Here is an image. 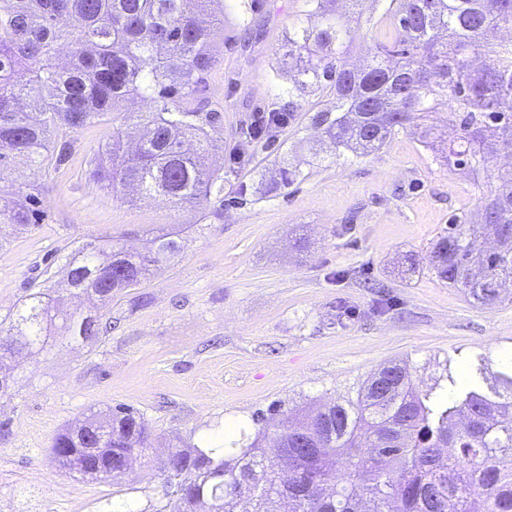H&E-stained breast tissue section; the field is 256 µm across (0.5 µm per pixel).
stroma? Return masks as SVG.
Returning <instances> with one entry per match:
<instances>
[{"label":"stroma","instance_id":"obj_1","mask_svg":"<svg viewBox=\"0 0 512 512\" xmlns=\"http://www.w3.org/2000/svg\"><path fill=\"white\" fill-rule=\"evenodd\" d=\"M306 8L304 0H257L243 14L224 0L214 33L216 62L200 98L224 115L228 166L236 133L254 110L276 98L298 100L279 140L302 163L320 138L311 110L330 107L323 91L293 89L279 49ZM352 33L350 64L370 63L392 42L382 6L341 0ZM436 147L417 131L356 157L326 155L301 183L282 187L274 152L253 154L224 182V212L213 204L177 206L132 191L115 195L86 176L112 138L105 122L67 134L59 163L16 161L5 184L39 188L44 212L29 227L0 224V329L31 290L75 311L65 262L89 242L120 239L145 251L157 231L180 251L141 287L113 298L112 333L100 341L48 343L0 366L11 389L0 398V512H98L109 501L143 508L162 482L159 465L172 445H199L225 420L256 430L275 411L343 401L388 361L413 366L431 383L448 359L512 354V283L480 307L434 273L431 251L453 215L476 217L488 192L485 175L446 165L439 148L457 135V113L433 112ZM418 269L406 274L408 259ZM128 405L152 433L134 468L109 484L77 479L51 460L55 436L92 408Z\"/></svg>","mask_w":512,"mask_h":512}]
</instances>
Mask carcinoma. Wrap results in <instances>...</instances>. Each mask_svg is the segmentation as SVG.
<instances>
[{
    "mask_svg": "<svg viewBox=\"0 0 512 512\" xmlns=\"http://www.w3.org/2000/svg\"><path fill=\"white\" fill-rule=\"evenodd\" d=\"M305 2L282 56L294 85L332 95L333 107L312 121L335 149L366 156L410 127L429 145L433 127L422 120L444 100L460 114L457 143L441 152L448 165L478 171L492 155L512 153V42L484 41L491 29H512V0H389L396 38L360 70L346 66L351 36L336 0ZM214 24H224V0H0V182L18 158L50 165L56 138L138 96L154 110L124 113L89 178L114 193L132 185L180 205L224 204V169L206 163L224 148V116L196 104L213 64ZM62 43L71 47L65 66L56 62ZM279 129L259 133L250 124L241 135L256 150L276 142ZM186 139L194 152L183 150ZM281 163L285 186L305 179L300 166ZM494 180L481 224L503 248L482 250L477 231L456 216L432 251L436 276L484 307L499 300L486 281L512 277V168ZM5 195L0 189L1 224L37 223V195L24 204ZM179 250L165 232L143 253L87 244L69 260L67 283L93 307L75 316L40 291L29 294L6 334L12 353L43 348L58 317L64 338L99 339L111 323L98 302L140 286ZM10 354L0 353V363ZM463 362L464 377L450 359L431 386L416 384L408 364L391 362L342 403L282 415L271 446L242 427L227 449L173 447L161 496L176 488L181 512H512V361ZM81 430L106 440L98 456L77 451ZM148 444L140 415L120 405L62 430L50 454L85 476L98 457L116 471L132 468L131 449ZM277 458L288 460L286 481Z\"/></svg>",
    "mask_w": 512,
    "mask_h": 512,
    "instance_id": "obj_1",
    "label": "carcinoma"
}]
</instances>
